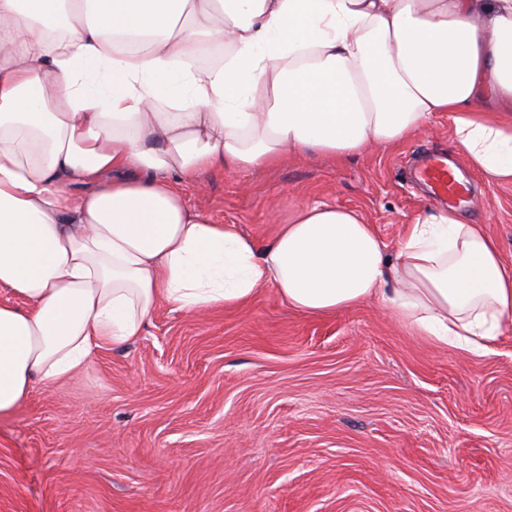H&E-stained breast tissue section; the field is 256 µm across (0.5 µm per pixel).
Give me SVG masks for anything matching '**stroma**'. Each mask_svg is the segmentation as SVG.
Masks as SVG:
<instances>
[{
	"mask_svg": "<svg viewBox=\"0 0 512 512\" xmlns=\"http://www.w3.org/2000/svg\"><path fill=\"white\" fill-rule=\"evenodd\" d=\"M452 151L436 112L396 147L180 189L260 240L299 204L350 208L393 249L440 204L417 158ZM455 163L454 212L512 264V185ZM0 512H512V327L478 355L373 301L309 316L268 288L235 310L158 306L137 339L0 416Z\"/></svg>",
	"mask_w": 512,
	"mask_h": 512,
	"instance_id": "35a3bbf8",
	"label": "stroma"
}]
</instances>
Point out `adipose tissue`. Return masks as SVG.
<instances>
[{
  "instance_id": "1",
  "label": "adipose tissue",
  "mask_w": 512,
  "mask_h": 512,
  "mask_svg": "<svg viewBox=\"0 0 512 512\" xmlns=\"http://www.w3.org/2000/svg\"><path fill=\"white\" fill-rule=\"evenodd\" d=\"M434 112L486 185H512V0H0V287L20 299L0 303V414L158 305L267 288L306 315L374 298L489 353L512 268L480 225L429 207L391 252L358 213L306 203L261 244L176 187L394 146Z\"/></svg>"
}]
</instances>
